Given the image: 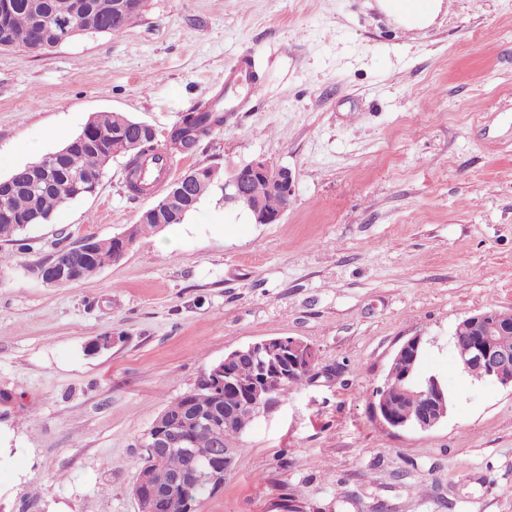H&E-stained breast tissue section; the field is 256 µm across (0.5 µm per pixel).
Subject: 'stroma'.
Segmentation results:
<instances>
[{"mask_svg":"<svg viewBox=\"0 0 512 512\" xmlns=\"http://www.w3.org/2000/svg\"><path fill=\"white\" fill-rule=\"evenodd\" d=\"M205 102L224 124L172 176L265 159L295 200L257 224L212 195L94 275L44 284L38 264L153 204L119 156L94 195L0 242V512H139L160 412L229 351L285 336L317 369L236 439L198 512H512V387L472 381L452 342L464 316L512 312V0H449L415 31L380 0H144L120 34L0 49V178L99 112L168 149ZM414 335L451 396L427 431L372 412ZM100 336L116 342L89 353Z\"/></svg>","mask_w":512,"mask_h":512,"instance_id":"1","label":"stroma"}]
</instances>
